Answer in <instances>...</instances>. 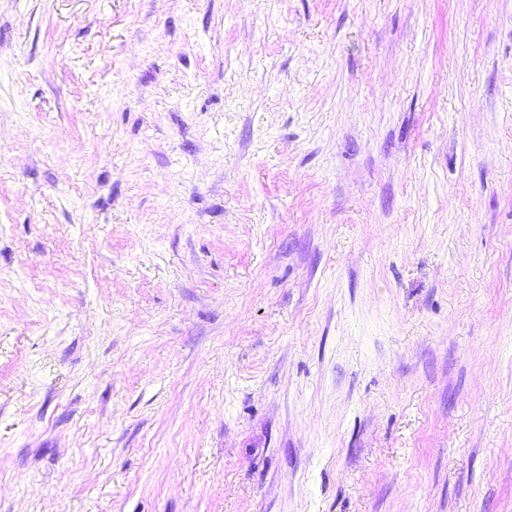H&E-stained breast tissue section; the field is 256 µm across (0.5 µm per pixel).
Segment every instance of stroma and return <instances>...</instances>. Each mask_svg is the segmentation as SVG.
I'll return each instance as SVG.
<instances>
[{
  "label": "stroma",
  "mask_w": 512,
  "mask_h": 512,
  "mask_svg": "<svg viewBox=\"0 0 512 512\" xmlns=\"http://www.w3.org/2000/svg\"><path fill=\"white\" fill-rule=\"evenodd\" d=\"M0 512H512V0H0Z\"/></svg>",
  "instance_id": "obj_1"
}]
</instances>
